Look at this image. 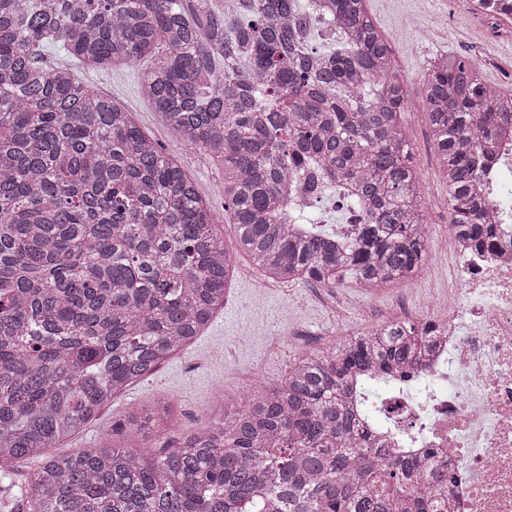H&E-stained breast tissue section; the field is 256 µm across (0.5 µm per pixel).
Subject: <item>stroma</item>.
<instances>
[{
	"label": "stroma",
	"mask_w": 512,
	"mask_h": 512,
	"mask_svg": "<svg viewBox=\"0 0 512 512\" xmlns=\"http://www.w3.org/2000/svg\"><path fill=\"white\" fill-rule=\"evenodd\" d=\"M366 8L375 25L390 38L396 70L413 90L402 133L422 180L430 226L427 256L419 275L370 291L348 279L323 298L317 288L305 282L268 286L258 271H250L236 278L226 292L223 310L201 335L84 423L61 445V452L96 447L116 420L164 398L170 404L169 422L150 427L141 439L146 453H155L170 430L194 429L208 422L221 398L242 397L277 382L302 354L324 348L343 333H362L375 322L395 318L400 310L415 306L416 295L437 301L453 279L458 259L455 253L437 246L448 233V212L442 207L448 186L438 171L431 144L422 84L432 59L445 54L469 55L476 47L475 39L470 31L445 24L424 43L410 32L412 20L426 22L446 14L448 0H366ZM44 58L47 64L69 68L77 81L136 112L144 133L177 153L198 192L223 219V168L202 150L179 143L163 124L139 93V67L116 71L92 68L71 60L56 47L48 49ZM40 465V459L34 458L18 468H0V512H24V489Z\"/></svg>",
	"instance_id": "1"
}]
</instances>
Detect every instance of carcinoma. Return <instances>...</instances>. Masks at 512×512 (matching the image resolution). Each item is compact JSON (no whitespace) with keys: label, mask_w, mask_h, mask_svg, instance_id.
I'll use <instances>...</instances> for the list:
<instances>
[{"label":"carcinoma","mask_w":512,"mask_h":512,"mask_svg":"<svg viewBox=\"0 0 512 512\" xmlns=\"http://www.w3.org/2000/svg\"><path fill=\"white\" fill-rule=\"evenodd\" d=\"M147 63L140 92L181 140L224 166L237 251L209 202L134 112L43 62ZM425 112L449 225L483 246L472 183L512 95L470 58L428 69ZM406 81L365 0H0V466L43 458L28 512H444L413 485L448 468L403 461L359 432L349 387L399 371L426 331L392 324L293 362L205 426L138 450L166 402L98 448L49 455L152 374L224 306L242 253L280 282L361 287L426 258L421 182L401 133ZM352 220L340 232L283 193L309 167Z\"/></svg>","instance_id":"obj_1"}]
</instances>
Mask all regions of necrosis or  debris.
Listing matches in <instances>:
<instances>
[{
  "label": "necrosis or debris",
  "instance_id": "obj_1",
  "mask_svg": "<svg viewBox=\"0 0 512 512\" xmlns=\"http://www.w3.org/2000/svg\"><path fill=\"white\" fill-rule=\"evenodd\" d=\"M450 2V22L512 41V0ZM486 149L473 190L492 245L453 238L460 263L447 304L403 315L429 326L427 354L392 379L362 375L352 396L373 446L447 464L450 512H512V118Z\"/></svg>",
  "mask_w": 512,
  "mask_h": 512
}]
</instances>
